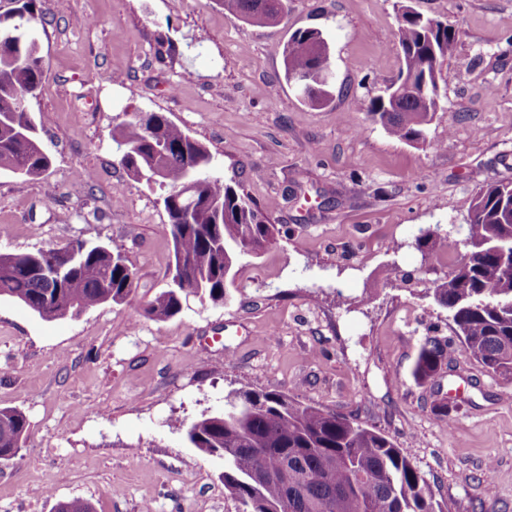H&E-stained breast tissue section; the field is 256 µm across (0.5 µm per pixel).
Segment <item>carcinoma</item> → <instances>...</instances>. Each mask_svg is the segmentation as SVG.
<instances>
[{
  "label": "carcinoma",
  "instance_id": "carcinoma-1",
  "mask_svg": "<svg viewBox=\"0 0 512 512\" xmlns=\"http://www.w3.org/2000/svg\"><path fill=\"white\" fill-rule=\"evenodd\" d=\"M0 11V39H15L0 49V171L27 178L45 173L51 158L41 142L30 110L19 97L41 88L44 66L35 38L36 0H8ZM236 20L275 24L287 16L288 0H222ZM397 39L404 68L399 79L428 74L435 86L440 65L455 56L457 32L448 24L404 12ZM322 31H295L283 48L284 73L307 104L321 107L333 96L330 56ZM420 95L393 104L386 90L371 104L368 116L386 133L409 143H426L434 115ZM121 163L137 179L162 169L163 205L169 217L174 273L171 286L142 304L137 317L164 320L182 308L184 284L197 287L214 304L225 301L235 264L259 255L276 241L278 229L258 209L242 186L233 187L209 174L213 157L161 112L131 113L115 130ZM169 147V154L158 150ZM198 181L206 204L191 219L182 217L173 193L186 180ZM463 252L441 283L430 289L448 310L467 355L482 369L512 379V182L479 188L473 199ZM412 246L427 259L448 249L440 226L428 227ZM66 254L62 271L49 280L36 273L46 258ZM136 274L119 251L72 241L36 252H0V298L24 304L47 321L73 317L107 302L126 299ZM448 341L425 336L412 371L420 382L434 379L447 358ZM173 429L200 452L224 453V488L242 512H448L404 451L384 433L314 403L288 395L237 389L224 396V413ZM25 415L0 408V457L22 447ZM482 512H496L490 476L481 481ZM56 512H94L83 499L60 502Z\"/></svg>",
  "mask_w": 512,
  "mask_h": 512
}]
</instances>
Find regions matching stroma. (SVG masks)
I'll return each instance as SVG.
<instances>
[{
  "instance_id": "obj_1",
  "label": "stroma",
  "mask_w": 512,
  "mask_h": 512,
  "mask_svg": "<svg viewBox=\"0 0 512 512\" xmlns=\"http://www.w3.org/2000/svg\"><path fill=\"white\" fill-rule=\"evenodd\" d=\"M45 60L31 110L51 156L34 179L0 172V252L81 240L121 251L137 274L122 303L46 321L0 299V408L27 439L0 465V512H238L224 462L171 421L224 410L246 388L318 403L380 430L448 512H480L494 467L512 512V380L467 356L425 290L455 263L475 191L512 181V0H288L278 24L227 18L220 0H37ZM458 34L440 72L443 112L411 146L373 124V99L403 67V9ZM329 38L333 98L302 101L282 50L299 28ZM161 112L204 144L280 236L237 268L230 299L190 296L164 321L137 308L173 261L159 184L129 176L112 137ZM439 225L449 250L412 242ZM407 277L409 288L392 287ZM450 370H411L426 330ZM447 402V416L434 407Z\"/></svg>"
}]
</instances>
